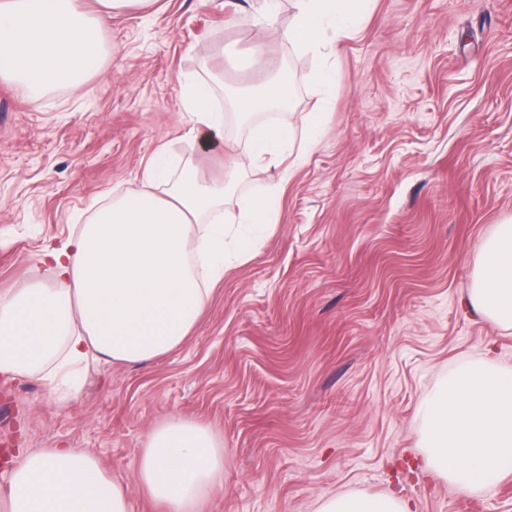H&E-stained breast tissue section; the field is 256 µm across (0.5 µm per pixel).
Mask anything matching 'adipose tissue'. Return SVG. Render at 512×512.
<instances>
[{"label": "adipose tissue", "instance_id": "adipose-tissue-1", "mask_svg": "<svg viewBox=\"0 0 512 512\" xmlns=\"http://www.w3.org/2000/svg\"><path fill=\"white\" fill-rule=\"evenodd\" d=\"M100 11H83L80 0H0V79L23 81L40 99L52 86H79L102 55L98 31L108 17L135 0H97ZM372 0H296L283 37L295 48L323 56L324 35L349 36ZM293 81L270 78L259 94L241 93L236 111L251 115L290 105ZM186 112L209 148L224 144V114L212 104L208 82L182 85ZM324 113L301 128L265 123L227 160L229 176L243 169L267 170L274 162L302 164L314 149ZM283 190L249 201L239 213L240 230L223 222L196 232L201 217L223 214L228 186L194 168L171 173L166 146L153 152L137 187L81 225L77 236L46 249L55 283L39 280L0 293V375L37 377L52 389L70 384L92 361L133 365L179 348L232 263L254 245V226L275 221L274 202ZM469 307L512 329V223L495 225L483 239L468 292ZM137 486L164 512H207L224 489L221 439L201 423L174 416L148 434L136 462ZM0 512H132L126 486L97 459L73 448L22 450L12 462ZM318 512H410L393 495L339 494L323 499Z\"/></svg>", "mask_w": 512, "mask_h": 512}]
</instances>
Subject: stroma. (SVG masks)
I'll return each mask as SVG.
<instances>
[{"label":"stroma","instance_id":"obj_1","mask_svg":"<svg viewBox=\"0 0 512 512\" xmlns=\"http://www.w3.org/2000/svg\"><path fill=\"white\" fill-rule=\"evenodd\" d=\"M262 0H152L107 19L78 89L33 101L0 79V290L53 283L38 256L92 204L139 183L157 146L173 174L224 175L180 93L224 91L247 64ZM263 61L297 85L276 122L320 109L318 57L280 37ZM337 84L319 141L286 182L277 218L228 270L196 328L143 365L90 364L76 399L0 378V439L94 455L131 486L149 431L174 415L224 441L209 512H317L322 497L393 494L411 512H512V475L479 495L427 471L420 407L459 362L512 329L466 299L479 244L512 218V0H373L329 56Z\"/></svg>","mask_w":512,"mask_h":512}]
</instances>
